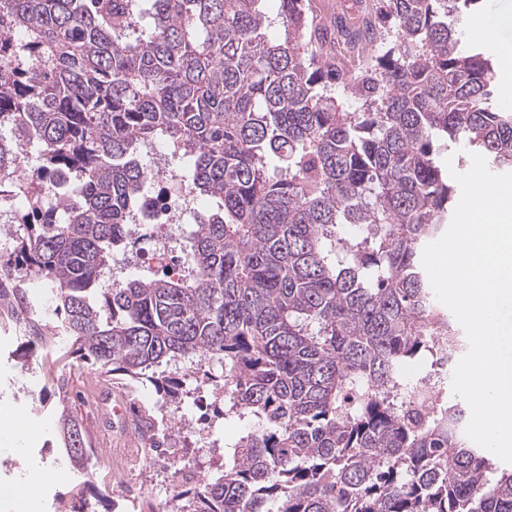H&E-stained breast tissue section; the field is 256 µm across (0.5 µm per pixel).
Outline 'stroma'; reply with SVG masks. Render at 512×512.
Returning a JSON list of instances; mask_svg holds the SVG:
<instances>
[{
    "label": "stroma",
    "instance_id": "stroma-1",
    "mask_svg": "<svg viewBox=\"0 0 512 512\" xmlns=\"http://www.w3.org/2000/svg\"><path fill=\"white\" fill-rule=\"evenodd\" d=\"M306 5L310 21L333 42L332 47H321L322 61L345 78L359 76L365 64L351 57L343 33L374 19L377 0H306ZM460 28L466 39H478L486 49L495 50L499 38L512 37V0H482L477 11L463 17ZM27 296L22 302L12 294L0 295V408L13 411L30 433L23 455L0 454V482L22 479L33 465L63 474L60 482L45 487L36 512H70L74 507L79 512H134L119 494H112L107 501L92 496L91 486L103 484L101 473L83 476L72 468L57 433L58 410L63 406L81 421L96 457H105L110 448L137 449L134 477L141 498L144 505L160 512H169L171 507L174 466L193 467L200 479L223 470L224 450L238 442L243 427L238 421L224 419L220 409L208 401L185 400L182 415L195 423L194 433L184 447L166 449L163 456L156 457L141 451L140 439L112 413L117 401L131 396L142 404H154L159 395L151 384L134 385L127 376L115 374L110 388L99 387L97 367L75 358L68 386L57 388L43 370V347L28 342L26 319L37 316L49 336L57 334L58 323L41 313L45 289H28Z\"/></svg>",
    "mask_w": 512,
    "mask_h": 512
}]
</instances>
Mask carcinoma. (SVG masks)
<instances>
[{"label": "carcinoma", "mask_w": 512, "mask_h": 512, "mask_svg": "<svg viewBox=\"0 0 512 512\" xmlns=\"http://www.w3.org/2000/svg\"><path fill=\"white\" fill-rule=\"evenodd\" d=\"M0 0V172L36 150L43 192L5 262L36 274L71 349L179 397L169 368L222 367L233 463L176 512H512V467L463 433L465 408L404 417L398 373L430 336L466 344L434 300L421 246L453 216L441 147L512 171L495 57L462 42L482 0H379L383 47L352 107L304 40V0ZM179 154L216 206L181 247L187 273L119 281L125 216L150 198L142 145ZM71 465L94 453L66 412Z\"/></svg>", "instance_id": "obj_1"}]
</instances>
